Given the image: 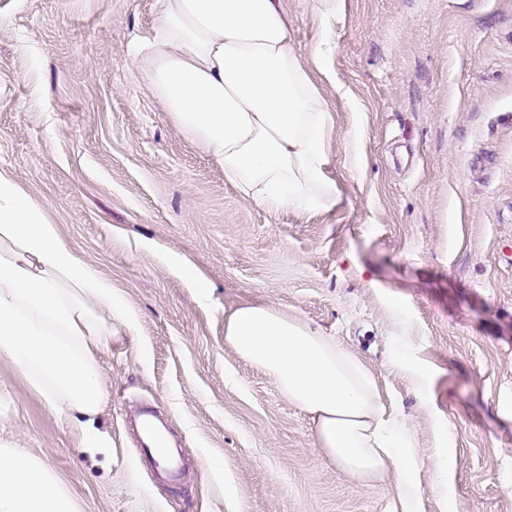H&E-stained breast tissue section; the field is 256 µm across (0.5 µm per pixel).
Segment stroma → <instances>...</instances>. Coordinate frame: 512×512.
<instances>
[{"label": "stroma", "mask_w": 512, "mask_h": 512, "mask_svg": "<svg viewBox=\"0 0 512 512\" xmlns=\"http://www.w3.org/2000/svg\"><path fill=\"white\" fill-rule=\"evenodd\" d=\"M335 111L328 212L244 200L131 65L155 0H0V168L118 289L133 333L102 347L90 454L0 360V440L42 457L82 512H402L396 478L336 469L310 417L224 343L268 304L337 340L410 416L418 512H512V0H284ZM209 286L199 300L174 261ZM410 340L437 375L416 393ZM150 407L186 450L157 479L126 419ZM456 468V460L450 450L441 457L434 471V487L443 493L449 491V477Z\"/></svg>", "instance_id": "stroma-1"}]
</instances>
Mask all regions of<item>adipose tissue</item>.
Returning <instances> with one entry per match:
<instances>
[{
    "instance_id": "obj_1",
    "label": "adipose tissue",
    "mask_w": 512,
    "mask_h": 512,
    "mask_svg": "<svg viewBox=\"0 0 512 512\" xmlns=\"http://www.w3.org/2000/svg\"><path fill=\"white\" fill-rule=\"evenodd\" d=\"M133 64L182 133L251 204L328 211L336 120L295 49L283 0H155ZM132 323L110 280L76 254L45 208L0 171V358L88 450L109 447L101 348ZM224 342L303 410L337 468L392 473L404 512L422 495L413 422L388 412L375 377L335 337L268 305L224 314ZM0 512H81L49 464L0 445Z\"/></svg>"
}]
</instances>
